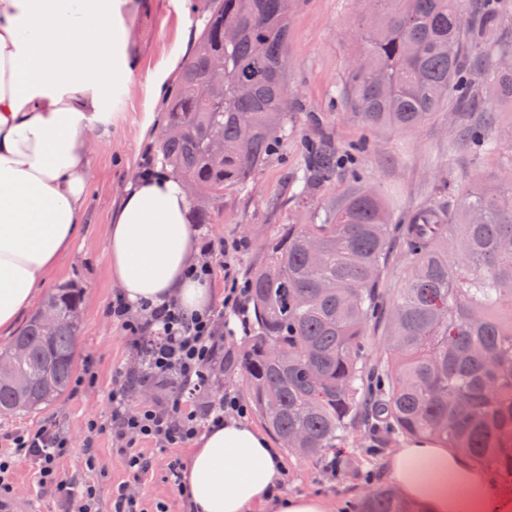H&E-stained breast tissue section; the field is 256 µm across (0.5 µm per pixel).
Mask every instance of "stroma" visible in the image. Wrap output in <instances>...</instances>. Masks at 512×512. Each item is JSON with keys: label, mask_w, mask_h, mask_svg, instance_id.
Instances as JSON below:
<instances>
[{"label": "stroma", "mask_w": 512, "mask_h": 512, "mask_svg": "<svg viewBox=\"0 0 512 512\" xmlns=\"http://www.w3.org/2000/svg\"><path fill=\"white\" fill-rule=\"evenodd\" d=\"M138 9L130 19L133 70L114 97L117 121L96 138L94 163L87 209L81 232L69 254L52 271L43 293L74 285L84 293L82 331L77 340V374L93 371V386L70 388L54 404L35 413L0 416V452L4 436L18 430H34L53 422L71 440L62 467L76 484L94 483L100 512H112L113 487L128 481L124 457L110 432L89 431L91 419H105L111 411L112 378L118 368H136L139 358L107 313L116 290L110 281L106 261L107 228L128 182L134 179L153 151L155 137L144 138L140 127L146 113L163 117L165 101L151 100L148 79L166 59L175 44L189 40L197 44L207 16L208 0H137ZM354 0H290L289 34L286 46L288 103L297 110V125L284 140L278 155L270 158L248 186L225 190L211 198V221L199 225L200 241L212 242L215 272L211 280L215 297L210 308L224 315V270L232 268L242 280H249L258 266L263 247L281 224H305L313 207L340 199L354 183L346 170L326 182L310 203L292 195L290 179L303 162L307 142L330 136L337 153L352 154V168L363 183L377 187L388 200L397 221L420 206L441 182L476 181L501 183L493 161L477 159L467 142L460 139L455 113L433 115L420 128L403 132L369 129L347 113L337 96L349 61L363 50L355 36L357 21ZM373 144L369 152L355 151L363 140ZM246 240V249L224 259L225 242ZM224 343L232 345L244 336L238 318L225 317ZM372 432L355 434L351 444L337 449L338 473L324 463L295 459L283 454L284 495L312 494L335 502L336 512H351L368 486L385 487L389 481L385 465L390 450L376 451ZM194 447L186 442L177 448L161 449L140 444L151 467L139 484L145 512L164 504L166 512H187L184 499L171 480L169 463L187 460ZM93 450L97 468L87 471L86 450ZM12 480L17 496L27 498L35 512H62L60 501L45 493L31 461L16 457Z\"/></svg>", "instance_id": "obj_1"}]
</instances>
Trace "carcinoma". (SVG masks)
<instances>
[{
	"instance_id": "carcinoma-1",
	"label": "carcinoma",
	"mask_w": 512,
	"mask_h": 512,
	"mask_svg": "<svg viewBox=\"0 0 512 512\" xmlns=\"http://www.w3.org/2000/svg\"><path fill=\"white\" fill-rule=\"evenodd\" d=\"M289 0H210L195 52L183 64L156 141L166 167L196 190L198 224L207 201L245 186L288 137ZM357 27L366 53L348 69L339 98L372 128L412 131L441 108L465 112L512 102V68L493 64L476 81L472 61L512 56L494 39L500 10L490 0H367ZM237 39L224 42V30ZM234 75L207 86L219 62ZM173 129L175 134L166 131ZM478 157L499 151L495 113L462 129ZM223 140L216 153L212 136ZM328 137L308 143L297 197L305 202L336 175ZM393 216L377 189L358 185L313 212L308 224H281L249 281L254 322L229 369L268 431L288 453L318 462L350 442L361 423L382 426V447L431 438L500 475L512 474V189L470 184L438 191L408 218L407 268L388 300L379 283L391 269ZM63 286L45 305L59 327L47 335L41 312L0 360V414L41 410L69 390L83 308ZM383 327L370 356L371 324ZM356 512H415L390 487L370 491Z\"/></svg>"
}]
</instances>
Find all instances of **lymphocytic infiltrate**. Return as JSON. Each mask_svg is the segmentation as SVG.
<instances>
[{"instance_id": "f902f5d3", "label": "lymphocytic infiltrate", "mask_w": 512, "mask_h": 512, "mask_svg": "<svg viewBox=\"0 0 512 512\" xmlns=\"http://www.w3.org/2000/svg\"><path fill=\"white\" fill-rule=\"evenodd\" d=\"M108 312L132 347L142 355L138 373L120 369L112 380L111 432L125 442L123 450L130 479L119 484L112 496L113 512H141L131 489L148 469L138 446L152 442L176 448L195 438L202 428L223 423L225 416H244L246 409L237 396L223 393L217 399L200 401L213 378L224 372V332L212 311L186 314L176 303L145 305L133 311L121 298H113ZM166 385L172 390L168 401L133 407L128 392L137 385ZM12 453L0 455V505L13 498V458L29 457L36 467L41 488L64 503H77V512H98L96 492L85 487L75 492L61 467L70 441L55 425L10 437Z\"/></svg>"}]
</instances>
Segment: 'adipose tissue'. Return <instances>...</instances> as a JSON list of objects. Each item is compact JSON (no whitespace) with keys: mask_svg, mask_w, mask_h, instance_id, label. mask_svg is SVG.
<instances>
[{"mask_svg":"<svg viewBox=\"0 0 512 512\" xmlns=\"http://www.w3.org/2000/svg\"><path fill=\"white\" fill-rule=\"evenodd\" d=\"M131 0H0V334L30 308L76 241L113 88L130 74ZM189 195L173 175L129 182L108 228L106 263L132 306L170 301L188 313L213 299L188 274L198 260ZM392 486L420 512H512V485L430 439L387 462ZM284 465L265 435L229 418L197 440L185 474L194 512H333L321 497L276 493Z\"/></svg>","mask_w":512,"mask_h":512,"instance_id":"obj_1","label":"adipose tissue"}]
</instances>
